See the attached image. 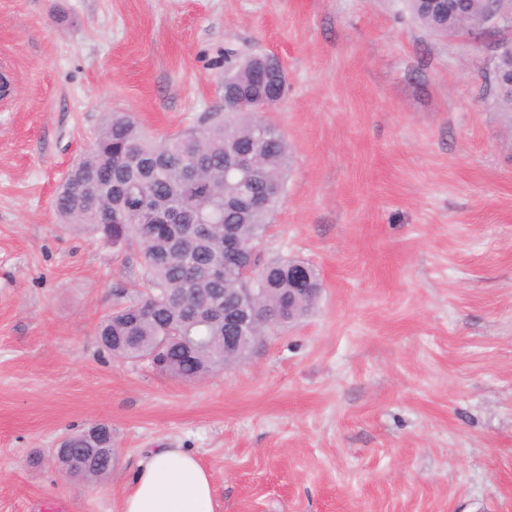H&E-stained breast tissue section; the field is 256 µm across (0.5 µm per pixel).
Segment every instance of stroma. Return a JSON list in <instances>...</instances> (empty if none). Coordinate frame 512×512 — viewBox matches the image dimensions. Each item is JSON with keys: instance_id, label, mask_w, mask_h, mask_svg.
Here are the masks:
<instances>
[{"instance_id": "stroma-1", "label": "stroma", "mask_w": 512, "mask_h": 512, "mask_svg": "<svg viewBox=\"0 0 512 512\" xmlns=\"http://www.w3.org/2000/svg\"><path fill=\"white\" fill-rule=\"evenodd\" d=\"M502 32L438 38L405 0H0V512H119L146 452L212 474L220 512H512V118ZM273 54L290 151L264 261L314 310L181 381L100 350L138 250L53 200L105 113L152 134L224 109V55ZM111 426L93 484L50 459Z\"/></svg>"}]
</instances>
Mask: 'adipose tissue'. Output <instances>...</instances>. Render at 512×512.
Masks as SVG:
<instances>
[{"label": "adipose tissue", "instance_id": "1", "mask_svg": "<svg viewBox=\"0 0 512 512\" xmlns=\"http://www.w3.org/2000/svg\"><path fill=\"white\" fill-rule=\"evenodd\" d=\"M212 475L178 448H157L141 461L121 512H216Z\"/></svg>", "mask_w": 512, "mask_h": 512}]
</instances>
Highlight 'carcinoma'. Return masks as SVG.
I'll return each mask as SVG.
<instances>
[{"instance_id": "carcinoma-1", "label": "carcinoma", "mask_w": 512, "mask_h": 512, "mask_svg": "<svg viewBox=\"0 0 512 512\" xmlns=\"http://www.w3.org/2000/svg\"><path fill=\"white\" fill-rule=\"evenodd\" d=\"M411 16L430 33L448 38L488 24V10L512 16V0H460L456 23L431 14L419 0H407ZM239 87L259 84V73L246 57L224 58V80ZM500 106L512 112L509 77L495 81ZM261 141L256 165L262 181L284 182L288 144L278 128L255 112L211 113L197 125L152 139L136 117L112 112L95 141L67 171L54 197L60 223L76 226L114 246L137 248L143 255L147 292L132 296L105 315L97 327L101 345L121 359H145L166 375L186 381L213 373L251 348L233 354L227 349L224 310L237 302L236 289L247 287L234 269L217 281L213 267L228 263L224 233L251 241L263 237L274 207L251 209L233 203L231 173L224 166L227 147L246 148ZM263 289L255 335L262 336L274 320L288 314V261L268 263L254 271ZM316 288L296 308V319L309 313L322 281L310 268ZM103 452L65 475L88 482L112 471V429L97 436Z\"/></svg>"}]
</instances>
